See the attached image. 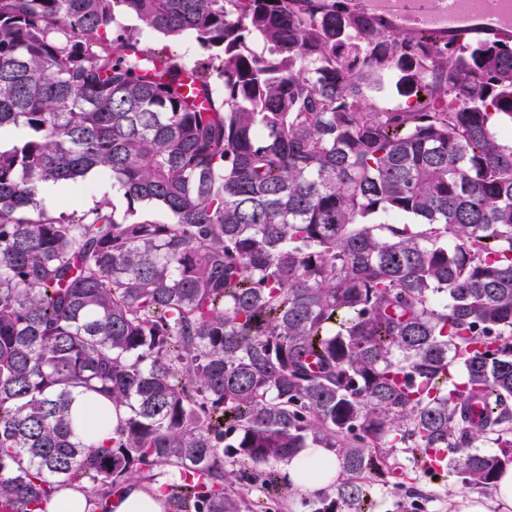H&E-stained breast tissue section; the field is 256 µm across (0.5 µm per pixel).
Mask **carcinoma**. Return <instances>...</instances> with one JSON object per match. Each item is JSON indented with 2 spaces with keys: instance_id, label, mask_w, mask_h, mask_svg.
<instances>
[{
  "instance_id": "carcinoma-1",
  "label": "carcinoma",
  "mask_w": 512,
  "mask_h": 512,
  "mask_svg": "<svg viewBox=\"0 0 512 512\" xmlns=\"http://www.w3.org/2000/svg\"><path fill=\"white\" fill-rule=\"evenodd\" d=\"M388 74L416 108L373 102ZM511 124V43L348 0H0V504L48 512L69 488L105 512L166 469L164 512H258L250 488L280 490L306 448L348 475L311 512H361L397 453L431 448L494 490ZM89 174L123 215L40 208ZM77 390L123 410L110 445L77 431ZM143 40L151 47L168 48L186 64L191 65L196 60V47L189 40H171L155 34H144Z\"/></svg>"
}]
</instances>
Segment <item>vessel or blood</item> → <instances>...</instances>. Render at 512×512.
<instances>
[{"instance_id": "vessel-or-blood-1", "label": "vessel or blood", "mask_w": 512, "mask_h": 512, "mask_svg": "<svg viewBox=\"0 0 512 512\" xmlns=\"http://www.w3.org/2000/svg\"><path fill=\"white\" fill-rule=\"evenodd\" d=\"M402 20L418 18L435 23L440 31L465 33L468 18L490 15L499 27L512 29V0H382Z\"/></svg>"}]
</instances>
